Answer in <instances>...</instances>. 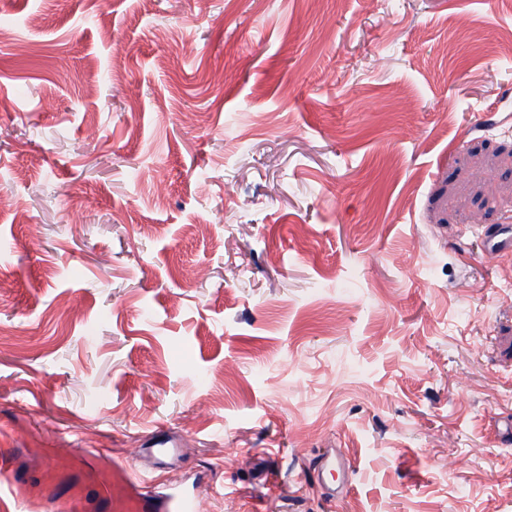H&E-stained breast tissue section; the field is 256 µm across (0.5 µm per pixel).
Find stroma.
<instances>
[{
	"mask_svg": "<svg viewBox=\"0 0 512 512\" xmlns=\"http://www.w3.org/2000/svg\"><path fill=\"white\" fill-rule=\"evenodd\" d=\"M1 195L0 512H512V0H0Z\"/></svg>",
	"mask_w": 512,
	"mask_h": 512,
	"instance_id": "stroma-1",
	"label": "stroma"
}]
</instances>
